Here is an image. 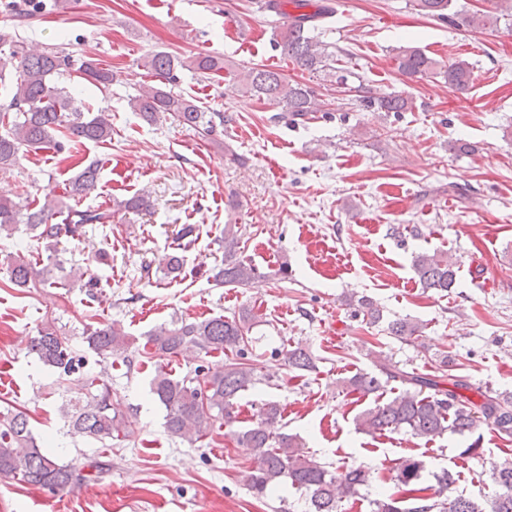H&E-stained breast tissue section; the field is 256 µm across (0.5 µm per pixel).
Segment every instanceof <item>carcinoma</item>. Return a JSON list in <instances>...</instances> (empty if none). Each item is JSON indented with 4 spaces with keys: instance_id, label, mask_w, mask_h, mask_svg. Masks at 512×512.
<instances>
[{
    "instance_id": "1",
    "label": "carcinoma",
    "mask_w": 512,
    "mask_h": 512,
    "mask_svg": "<svg viewBox=\"0 0 512 512\" xmlns=\"http://www.w3.org/2000/svg\"><path fill=\"white\" fill-rule=\"evenodd\" d=\"M291 6L296 13H289ZM413 9L429 18L450 20L458 27L494 25L509 12L512 5H500L499 13L489 11L469 13L452 10V0H412ZM271 12L288 17V26L281 31L278 46L281 52L301 70L323 73L342 85L348 80L343 69L334 67L336 53L329 45L314 39L311 31L317 23L333 12L325 0H271ZM312 12H307V9ZM9 48L0 57V65H11L16 75L14 92L8 105L0 110V168L17 163L20 153L28 148L62 150L67 142L104 143L112 139V123L105 112H85L75 105L74 98L64 87L51 82V77L71 68L96 84L107 87L115 78L114 72L101 68L91 57L74 56L57 50H30L15 39L8 29H0V47ZM398 71L409 79L435 74L448 87L463 92L473 80V68L465 60L445 66L415 46L400 48L395 56ZM142 67L157 79L156 85L140 88L129 104L147 123L170 117L180 125L204 136L217 134V125L224 124V115L203 109L190 97L174 91L173 85L180 70L194 71L201 76L224 70V57L197 52L189 56L168 52H152L143 57ZM241 90L250 97L268 100L281 107L284 116L295 123L314 111L316 90L305 83L288 82L282 73L267 66L250 67L237 74ZM361 106L369 112H407L413 101L401 93H380L363 85ZM100 167L91 162L67 183L66 194L80 199L96 190ZM120 207L139 213L152 207L150 195L141 192L123 200ZM20 203L0 196V233H12ZM63 216L56 222V216ZM112 223V210L79 209L58 200H46L41 206L27 210V226L38 237L53 241L63 236L80 237L87 224ZM237 230L224 226L223 267L213 275L214 282L225 286H243L259 275L258 268L237 257ZM8 281L17 288L46 286L49 279L44 270L23 256H8L5 263ZM419 283L425 289L447 292L456 281V271L447 257L434 253L421 254L413 263ZM348 305L362 315L370 325L383 321V313L368 298L350 295ZM252 314L248 310L228 318L223 315L201 321H172L162 324L146 336L143 346L148 358L155 360V372L150 392L164 407V427L174 439L197 441L215 426L231 428L236 443L251 452L253 467L246 476L247 485L262 495L286 479L292 487L304 492L311 512H338L339 503L360 496L371 485L372 471L355 468L332 471L305 451V443L296 435L270 431V426L282 418L280 406L268 402L260 418L249 426H235L238 419L236 399L240 392L256 384L251 368L246 366L248 333ZM423 326L408 318L392 319L386 330L393 336H421ZM86 342L98 356L108 359L126 353L132 337L117 322L103 327L87 328ZM193 347L204 355L233 351L236 358L221 367L200 364L182 377L166 370L164 360ZM30 350L46 365L57 368L66 376L76 373L82 358L73 355L67 338L53 327H45L33 337ZM283 362L288 367L305 372L316 369L313 357L302 348L286 350ZM440 375L425 377L399 368L389 361L376 365L377 371L358 373L345 385L362 397L379 396L387 383L403 386L395 397L363 410L356 417L358 430L369 433L405 431L428 441L447 431L473 438L463 455H476L480 450V432L487 428L512 436V397L475 391L463 377L453 373L448 356L439 360ZM67 426L101 443L119 437L127 428L126 415L108 386L85 398L68 401L63 409ZM424 461L412 457L401 459L394 468L392 487L372 500V512H512V458L491 463L489 479L496 493L483 499L455 492V479L448 470L433 474L435 484L420 485ZM0 476L17 477L33 486L63 491L70 486L74 470L57 462L41 449L29 428L27 415L21 411L0 414Z\"/></svg>"
}]
</instances>
